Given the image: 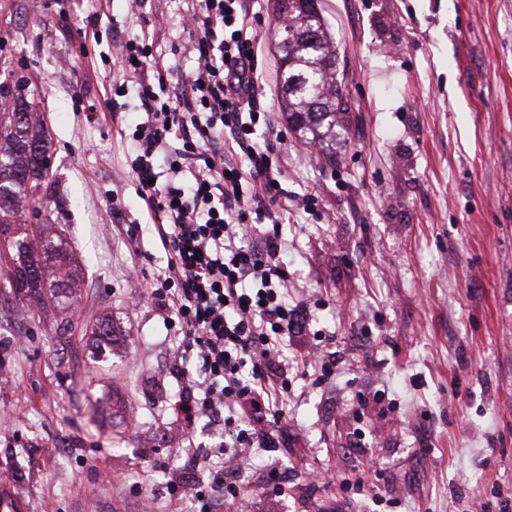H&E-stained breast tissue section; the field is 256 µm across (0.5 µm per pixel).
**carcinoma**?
Returning <instances> with one entry per match:
<instances>
[{
    "mask_svg": "<svg viewBox=\"0 0 512 512\" xmlns=\"http://www.w3.org/2000/svg\"><path fill=\"white\" fill-rule=\"evenodd\" d=\"M280 22L279 51L282 111L288 125L322 147L332 162L336 152L325 144L336 139V127L348 110L342 85L336 81V46L319 0H275ZM27 81L14 87L0 83V97H12L11 108L0 112V259L9 288L32 307L42 301V288L49 284L69 288L76 273L75 258L53 238H31L29 222L23 219L36 210L45 185L44 160L50 139L25 100Z\"/></svg>",
    "mask_w": 512,
    "mask_h": 512,
    "instance_id": "obj_1",
    "label": "carcinoma"
}]
</instances>
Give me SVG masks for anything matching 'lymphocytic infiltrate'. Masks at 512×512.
Here are the masks:
<instances>
[{
  "instance_id": "obj_1",
  "label": "lymphocytic infiltrate",
  "mask_w": 512,
  "mask_h": 512,
  "mask_svg": "<svg viewBox=\"0 0 512 512\" xmlns=\"http://www.w3.org/2000/svg\"><path fill=\"white\" fill-rule=\"evenodd\" d=\"M189 53L196 68L168 86L149 37L117 41L113 96L136 90L141 121L127 167L166 252V264L140 300L165 311L178 340L181 389L173 410L186 429L208 418L223 439L198 449L196 512L239 499V471L216 457L253 459L279 444L295 365L285 336L305 330L289 305L288 243L282 226L292 202L282 185L285 134L258 93V14L254 0H185ZM190 184H183V174Z\"/></svg>"
}]
</instances>
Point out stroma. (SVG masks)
Returning <instances> with one entry per match:
<instances>
[{"label": "stroma", "mask_w": 512, "mask_h": 512, "mask_svg": "<svg viewBox=\"0 0 512 512\" xmlns=\"http://www.w3.org/2000/svg\"><path fill=\"white\" fill-rule=\"evenodd\" d=\"M42 3L0 0V81L30 83L51 138L41 217L81 279L67 306L52 288L30 311L0 293L4 490L22 512H140L147 496L189 512L170 485L195 484L193 446L212 434L186 438L171 409L177 339L134 304L166 254L125 168L135 142L116 133L137 123V95L113 99L106 80L112 36L149 30L168 83L193 68L183 4L147 0L138 18L126 0ZM320 3L349 100L335 164L278 105L272 0L254 5L257 91L287 132L285 188L317 198L282 227L288 298L310 307L288 354L304 360L320 340L341 370L294 380L278 448L223 512H499L512 487V0ZM104 313L113 335L84 333ZM273 464L288 469L279 492ZM361 474L364 494L340 487Z\"/></svg>", "instance_id": "stroma-1"}]
</instances>
